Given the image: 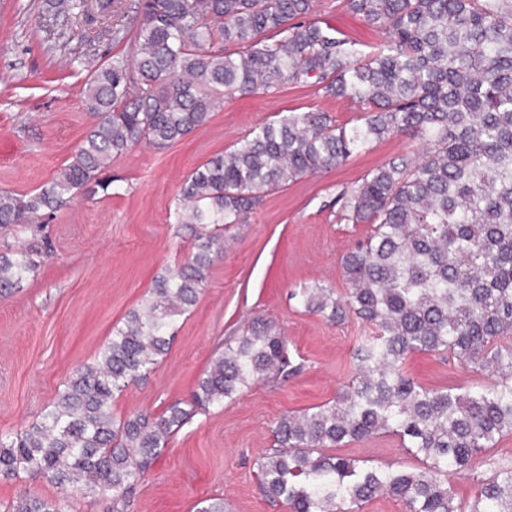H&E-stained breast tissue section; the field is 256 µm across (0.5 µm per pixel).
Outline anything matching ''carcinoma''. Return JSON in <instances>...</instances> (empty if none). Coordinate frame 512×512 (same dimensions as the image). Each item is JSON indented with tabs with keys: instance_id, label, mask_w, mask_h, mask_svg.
Here are the masks:
<instances>
[{
	"instance_id": "carcinoma-1",
	"label": "carcinoma",
	"mask_w": 512,
	"mask_h": 512,
	"mask_svg": "<svg viewBox=\"0 0 512 512\" xmlns=\"http://www.w3.org/2000/svg\"><path fill=\"white\" fill-rule=\"evenodd\" d=\"M385 34L363 52L312 18V0H138L133 62L102 64L86 83L92 123L63 171L36 192H0V225L40 224L77 194L107 190L112 158L144 141L165 148L205 125L224 97L312 85L349 99L361 118L338 124L323 111H291L194 169L177 217L213 226L190 261L156 279L98 352L68 379L41 421L0 435V474L48 476L62 489L112 494L113 507L199 410L245 388L299 373L280 329L257 318L224 352L190 408L160 415L111 411L123 384L146 377L167 354L178 317L224 255L223 227L242 224L270 192L335 167L390 135L424 143L339 197L341 218L367 237L341 260L348 288H305L308 312L342 322L353 314L374 335L354 352L357 373L327 403L274 424V448L256 461L260 493L289 512H359L380 495L406 512H512V462L486 457L490 475L472 502L457 499L448 470L512 435V0H346ZM117 0H59L61 11L111 12ZM36 251L0 253V296L37 268ZM415 352L495 375L452 392L427 389L405 371ZM388 433L421 461L380 472L328 453ZM12 512H62L24 498Z\"/></svg>"
}]
</instances>
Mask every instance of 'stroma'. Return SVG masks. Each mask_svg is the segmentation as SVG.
Wrapping results in <instances>:
<instances>
[{"label": "stroma", "instance_id": "stroma-1", "mask_svg": "<svg viewBox=\"0 0 512 512\" xmlns=\"http://www.w3.org/2000/svg\"><path fill=\"white\" fill-rule=\"evenodd\" d=\"M313 13L361 50L382 38L344 0H313ZM115 26L136 28L133 0H122L115 17L93 22L56 14L51 0H0V191L34 192L81 146L90 126L85 83L92 67L135 50L131 39L102 36L103 28ZM293 109L324 111L340 124L361 116L350 101L310 85L228 98L206 125L170 147L142 142L114 157L108 193L77 196L35 230L0 227V252L24 244L41 252L37 271L0 297V435L39 422L67 379L139 308L157 276L189 260L196 227L174 218L187 176L257 125ZM420 149L411 136L385 137L339 166L268 194L247 223L225 228L224 256L210 269L196 305L177 319L168 353L147 378L116 392L113 414L159 415L172 402H189L224 340L242 335L255 318L281 329L304 369L287 381L244 390L223 409L197 412L134 489L126 512H195L198 502L215 498L226 512H288L259 492L255 462L272 447L271 428L280 416L335 397L355 372L358 343L372 333L353 316L333 323L305 311L296 294L318 284L345 294L341 258L367 227L341 221L337 197L370 171ZM405 369L430 389H455L473 378L464 365L432 353L411 354ZM343 452L378 471L417 464L394 435ZM24 497L59 500L64 512H112L108 496L66 492L46 477L0 476V512Z\"/></svg>", "mask_w": 512, "mask_h": 512}]
</instances>
